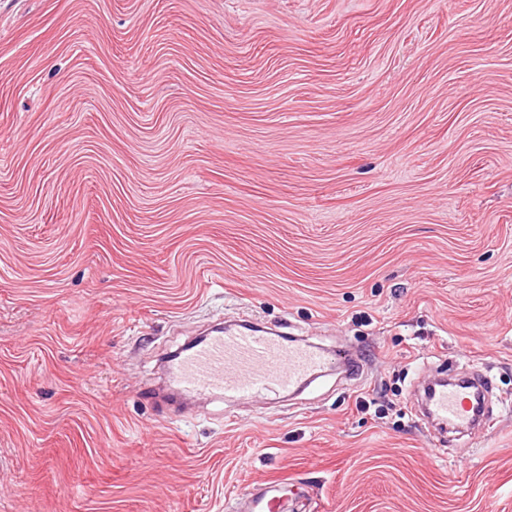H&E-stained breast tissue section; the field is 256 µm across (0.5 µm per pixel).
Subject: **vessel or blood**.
<instances>
[{
    "label": "vessel or blood",
    "mask_w": 512,
    "mask_h": 512,
    "mask_svg": "<svg viewBox=\"0 0 512 512\" xmlns=\"http://www.w3.org/2000/svg\"><path fill=\"white\" fill-rule=\"evenodd\" d=\"M332 362L349 373L360 366L357 355L332 357L305 339L253 324L220 328L200 338L169 360L168 374L175 395L236 401L296 392ZM486 387L476 374L467 381L437 383L425 398V412L440 425L469 429L483 418L473 398ZM292 493L285 481L266 482L243 494L241 512H288Z\"/></svg>",
    "instance_id": "1"
}]
</instances>
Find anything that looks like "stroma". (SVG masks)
Wrapping results in <instances>:
<instances>
[{
	"mask_svg": "<svg viewBox=\"0 0 512 512\" xmlns=\"http://www.w3.org/2000/svg\"><path fill=\"white\" fill-rule=\"evenodd\" d=\"M245 318L365 363L154 400ZM471 370L492 425L440 449L419 379ZM277 478L306 512H512V0H0V512Z\"/></svg>",
	"mask_w": 512,
	"mask_h": 512,
	"instance_id": "35a3bbf8",
	"label": "stroma"
}]
</instances>
